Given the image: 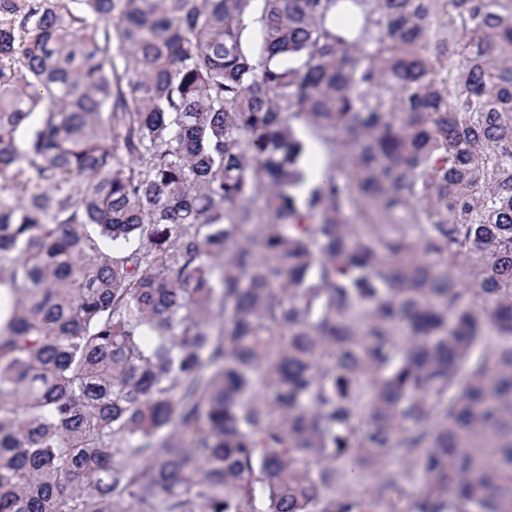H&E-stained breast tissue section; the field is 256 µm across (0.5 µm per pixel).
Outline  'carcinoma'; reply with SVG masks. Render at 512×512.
<instances>
[{
  "instance_id": "obj_1",
  "label": "carcinoma",
  "mask_w": 512,
  "mask_h": 512,
  "mask_svg": "<svg viewBox=\"0 0 512 512\" xmlns=\"http://www.w3.org/2000/svg\"><path fill=\"white\" fill-rule=\"evenodd\" d=\"M0 512H512V0H0Z\"/></svg>"
}]
</instances>
